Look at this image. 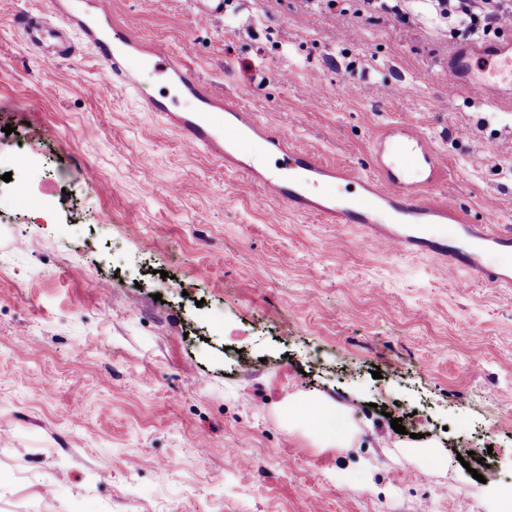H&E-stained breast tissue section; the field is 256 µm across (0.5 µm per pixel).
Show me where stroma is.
<instances>
[{
  "label": "stroma",
  "mask_w": 512,
  "mask_h": 512,
  "mask_svg": "<svg viewBox=\"0 0 512 512\" xmlns=\"http://www.w3.org/2000/svg\"><path fill=\"white\" fill-rule=\"evenodd\" d=\"M64 3L0 0V512H487L489 456L512 491V423L487 430L512 413V288H459L188 151L141 105L187 110L182 91L100 94L111 73L75 36L25 38L19 18ZM343 6L229 0L201 23L192 0H112V33L191 44L217 93L361 174L373 135L414 125L438 194L512 228V100L448 76L469 20ZM21 146L36 173L4 181ZM320 392L351 408V447L284 427L290 397ZM395 418L447 469L402 458Z\"/></svg>",
  "instance_id": "obj_1"
}]
</instances>
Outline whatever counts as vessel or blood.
<instances>
[{
    "label": "vessel or blood",
    "instance_id": "1",
    "mask_svg": "<svg viewBox=\"0 0 512 512\" xmlns=\"http://www.w3.org/2000/svg\"><path fill=\"white\" fill-rule=\"evenodd\" d=\"M66 23L84 32L114 83L128 91L138 92L135 74L149 69L189 92L197 108L186 115L171 113L158 99L146 100L145 107L169 118L188 149L223 162L243 182L260 183L269 197L289 210L318 215L339 227L364 225L388 251L431 256L459 287H467L476 277L499 288H512V270L489 262L492 255L512 251V231L473 223L437 198L441 165L417 127L397 125L373 138L374 174L329 166L315 154L289 147L284 133L260 123L232 98L216 95L179 56L164 49L144 50L131 38L115 43L99 22L90 24L70 15ZM448 71L465 74L469 89L484 101L493 89L512 88V36L458 48ZM256 136L278 153L275 168L260 171L245 162Z\"/></svg>",
    "mask_w": 512,
    "mask_h": 512
}]
</instances>
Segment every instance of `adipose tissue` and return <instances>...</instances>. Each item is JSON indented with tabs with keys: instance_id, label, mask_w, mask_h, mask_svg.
<instances>
[{
	"instance_id": "1",
	"label": "adipose tissue",
	"mask_w": 512,
	"mask_h": 512,
	"mask_svg": "<svg viewBox=\"0 0 512 512\" xmlns=\"http://www.w3.org/2000/svg\"><path fill=\"white\" fill-rule=\"evenodd\" d=\"M284 425L303 430L324 448L351 447L357 431L348 408L323 393L304 394L289 403Z\"/></svg>"
}]
</instances>
